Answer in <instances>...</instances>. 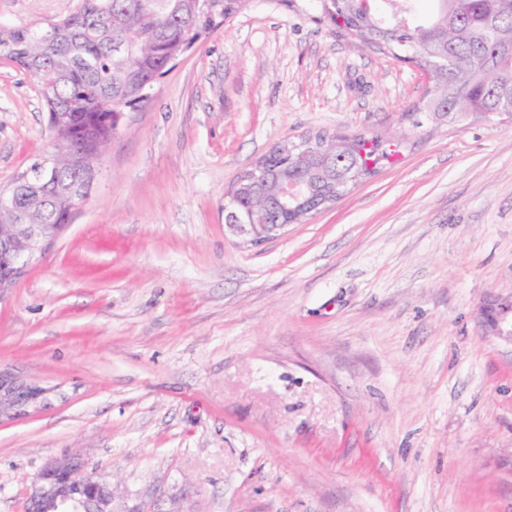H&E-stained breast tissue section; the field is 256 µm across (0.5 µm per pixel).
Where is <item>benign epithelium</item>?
Returning a JSON list of instances; mask_svg holds the SVG:
<instances>
[{
	"mask_svg": "<svg viewBox=\"0 0 512 512\" xmlns=\"http://www.w3.org/2000/svg\"><path fill=\"white\" fill-rule=\"evenodd\" d=\"M275 200L294 216L299 224L316 213L307 203L288 209V203L301 201L302 184L283 173L278 181ZM236 236L259 245L286 232V224H242L226 220ZM62 224H1L0 223V292L11 287L28 264L57 238ZM484 334L512 345V296L493 297L479 307ZM44 394L35 386L17 384L0 372V419L12 418L36 403ZM35 512H112V491L100 477L85 469L83 462L72 457L45 469L36 478L32 497Z\"/></svg>",
	"mask_w": 512,
	"mask_h": 512,
	"instance_id": "obj_1",
	"label": "benign epithelium"
}]
</instances>
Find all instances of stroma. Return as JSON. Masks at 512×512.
Returning <instances> with one entry per match:
<instances>
[{"label":"stroma","instance_id":"stroma-1","mask_svg":"<svg viewBox=\"0 0 512 512\" xmlns=\"http://www.w3.org/2000/svg\"><path fill=\"white\" fill-rule=\"evenodd\" d=\"M75 0H0L48 27ZM426 71L318 0H242L126 112L84 205L0 293V512L80 454L115 512H512V121L424 123ZM408 129L401 154L261 245L225 229L283 141ZM38 86L0 59V184L48 150ZM479 315L485 335L512 345V296L485 300L479 307ZM43 394V389L19 385L0 371V422L4 417L12 418L21 414L26 407L35 404Z\"/></svg>","mask_w":512,"mask_h":512}]
</instances>
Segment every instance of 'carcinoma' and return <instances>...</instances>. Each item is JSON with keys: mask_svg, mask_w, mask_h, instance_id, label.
Here are the masks:
<instances>
[{"mask_svg": "<svg viewBox=\"0 0 512 512\" xmlns=\"http://www.w3.org/2000/svg\"><path fill=\"white\" fill-rule=\"evenodd\" d=\"M239 0H76L54 26L9 27L0 23V57L40 88L46 111L69 112L72 127L55 134L50 162L36 159L17 175V189L0 201L3 224H58L71 192L88 196L92 183L80 160L102 156L112 128L105 120L150 100L151 90L183 48L224 25ZM331 21L362 46L400 52L425 70L441 64L426 98L406 113L412 127L424 122L464 123L472 118L512 120V0H319ZM307 157L288 166L317 202L341 197L371 177L394 151L377 134L320 133L302 140ZM287 141L260 160L263 170L297 154ZM54 184L44 191L47 174ZM255 173L238 177L241 215L283 224L286 213L270 210L271 190L254 192Z\"/></svg>", "mask_w": 512, "mask_h": 512, "instance_id": "carcinoma-1", "label": "carcinoma"}]
</instances>
